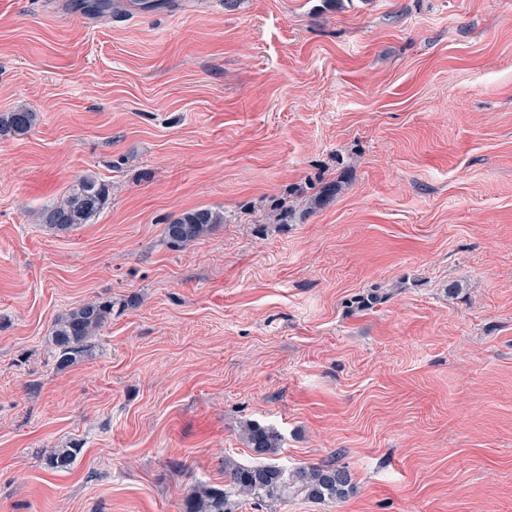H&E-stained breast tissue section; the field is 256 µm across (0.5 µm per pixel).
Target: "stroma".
Wrapping results in <instances>:
<instances>
[{
    "label": "stroma",
    "mask_w": 512,
    "mask_h": 512,
    "mask_svg": "<svg viewBox=\"0 0 512 512\" xmlns=\"http://www.w3.org/2000/svg\"><path fill=\"white\" fill-rule=\"evenodd\" d=\"M94 2L0 0V112L38 115L0 136V512H181L249 421L354 491L239 512H512V0ZM88 173L102 211L39 223ZM224 223V214L208 208L186 211L166 225V238L172 247H183L211 231L215 224ZM109 314L108 304L91 300L57 319L51 328V336L58 351L60 367L70 365L77 356L89 350L91 341Z\"/></svg>",
    "instance_id": "obj_1"
}]
</instances>
